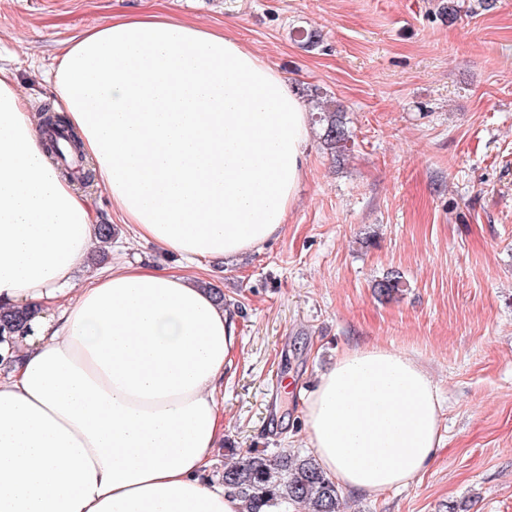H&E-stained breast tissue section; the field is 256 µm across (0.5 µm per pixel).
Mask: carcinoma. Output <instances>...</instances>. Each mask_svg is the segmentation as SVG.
Masks as SVG:
<instances>
[{"instance_id":"cac0c4a2","label":"carcinoma","mask_w":512,"mask_h":512,"mask_svg":"<svg viewBox=\"0 0 512 512\" xmlns=\"http://www.w3.org/2000/svg\"><path fill=\"white\" fill-rule=\"evenodd\" d=\"M310 97L322 100L313 121L320 128V143L324 150L340 161L347 156L351 134L344 112L330 100L321 99L314 89ZM41 129L46 132L44 146L61 174L70 173L71 162L83 160L80 139L68 127L66 116L53 112L44 105L36 112ZM117 232L111 224L98 226V249L90 258L93 265H102L109 258L112 240ZM403 283L396 271L386 274L374 288L385 298L401 292ZM33 312L23 309L0 307V336L24 335ZM224 488L243 504L244 512H279L290 502L303 504L308 512H344V500L336 483L320 468L315 458L290 453L269 456L251 451L240 462L224 466Z\"/></svg>"}]
</instances>
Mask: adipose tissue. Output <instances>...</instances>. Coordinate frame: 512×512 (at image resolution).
Instances as JSON below:
<instances>
[{"label":"adipose tissue","mask_w":512,"mask_h":512,"mask_svg":"<svg viewBox=\"0 0 512 512\" xmlns=\"http://www.w3.org/2000/svg\"><path fill=\"white\" fill-rule=\"evenodd\" d=\"M46 79L137 239L198 267L281 232L308 107L236 39L189 21L114 20L74 38ZM96 232L0 67V306L34 313L0 370V512H240L211 476L233 315L202 278L138 262L75 280ZM304 405L320 467L350 491L408 487L441 445L436 385L383 346L343 351Z\"/></svg>","instance_id":"adipose-tissue-1"}]
</instances>
